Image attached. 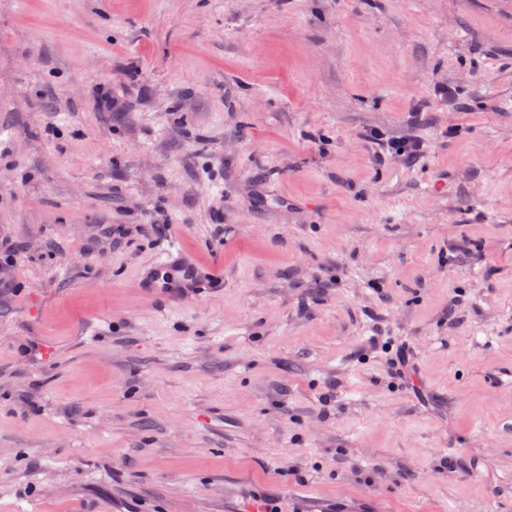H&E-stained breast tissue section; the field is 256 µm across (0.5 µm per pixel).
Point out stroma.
I'll return each mask as SVG.
<instances>
[{
  "label": "stroma",
  "instance_id": "35a3bbf8",
  "mask_svg": "<svg viewBox=\"0 0 512 512\" xmlns=\"http://www.w3.org/2000/svg\"><path fill=\"white\" fill-rule=\"evenodd\" d=\"M1 238L0 512H512V0H0ZM146 283L148 288L171 293H176V288H187L188 292L200 295L207 289L204 288L195 264L178 250L167 252L165 259L151 272Z\"/></svg>",
  "mask_w": 512,
  "mask_h": 512
}]
</instances>
